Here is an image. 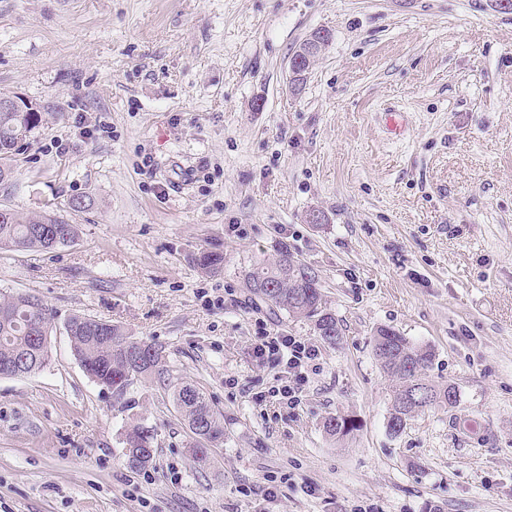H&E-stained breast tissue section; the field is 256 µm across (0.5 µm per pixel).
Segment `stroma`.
Returning <instances> with one entry per match:
<instances>
[{"label":"stroma","mask_w":512,"mask_h":512,"mask_svg":"<svg viewBox=\"0 0 512 512\" xmlns=\"http://www.w3.org/2000/svg\"><path fill=\"white\" fill-rule=\"evenodd\" d=\"M332 41L301 92L289 58ZM43 124L0 204L65 212L73 243L0 250V289L57 312L50 362L0 378V512H512V13L489 0H0V96ZM262 110H255V101ZM324 223L309 221L312 212ZM319 273L336 344L251 295L280 245ZM215 251L224 269L203 273ZM81 313L165 348L164 382H94ZM431 347L452 409L399 435L377 328ZM315 344L300 404L256 358ZM224 416L208 465L172 387ZM357 422L323 430L330 415ZM155 432L135 470L122 433ZM332 35L327 30H317L305 39L298 49L292 54L289 61L290 79L293 77V71L297 65L302 66V62L307 63L317 57L330 43Z\"/></svg>","instance_id":"1"}]
</instances>
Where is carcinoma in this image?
Returning <instances> with one entry per match:
<instances>
[{
	"mask_svg": "<svg viewBox=\"0 0 512 512\" xmlns=\"http://www.w3.org/2000/svg\"><path fill=\"white\" fill-rule=\"evenodd\" d=\"M43 122L41 112H0V181L15 169L21 145L27 144ZM7 215L0 218V250L52 252L72 243L76 225L52 211H34L22 215L0 205ZM197 265L207 273L222 271L224 256L203 251ZM309 266L294 257L284 245L272 260L251 263L244 270V284L255 297L270 303L293 317L313 323L322 341L336 344L338 319L323 299L320 283L307 277ZM56 312L40 298L23 293L0 292V377H11L9 367L28 375L44 368ZM64 324L70 326L73 354L85 372L98 384L123 394L134 380H164L162 346L128 335L121 327L90 315L72 314ZM374 355L391 381L393 403L388 430L393 435L404 431L402 421L416 414L446 406L448 388L437 387L426 379L432 351L413 344L400 332L387 327L376 330ZM423 388L427 400H412L410 394ZM174 402L198 440L191 457L197 463L208 458L209 447L224 440L223 417L215 412L198 387L186 383L174 388ZM354 420L342 415L325 418L323 429L331 437L354 430ZM126 463L143 469L155 452L153 430L138 423L124 431Z\"/></svg>",
	"mask_w": 512,
	"mask_h": 512,
	"instance_id": "obj_1",
	"label": "carcinoma"
}]
</instances>
